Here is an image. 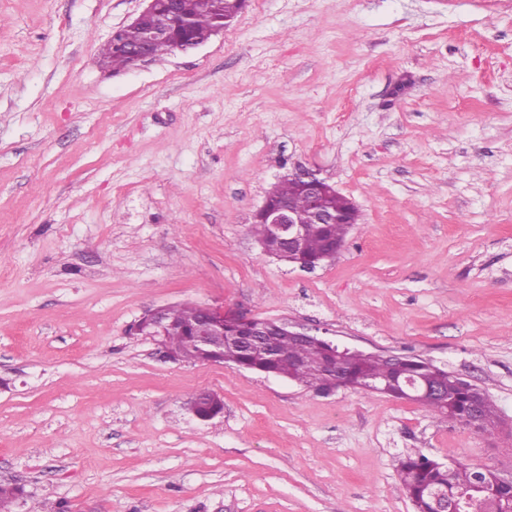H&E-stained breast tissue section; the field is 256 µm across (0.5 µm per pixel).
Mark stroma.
Wrapping results in <instances>:
<instances>
[{"instance_id":"1","label":"stroma","mask_w":512,"mask_h":512,"mask_svg":"<svg viewBox=\"0 0 512 512\" xmlns=\"http://www.w3.org/2000/svg\"><path fill=\"white\" fill-rule=\"evenodd\" d=\"M143 0H0V482L15 512H415L399 455L512 472V0H248L118 73ZM360 213L336 259L266 255L294 170ZM190 303L416 355L483 389L487 436L416 402L130 334ZM223 412L198 421L191 397Z\"/></svg>"}]
</instances>
